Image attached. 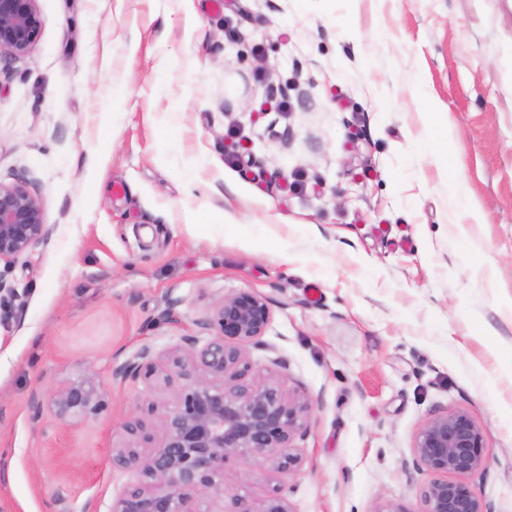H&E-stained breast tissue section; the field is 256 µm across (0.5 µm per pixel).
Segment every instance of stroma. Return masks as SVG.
Returning <instances> with one entry per match:
<instances>
[{
	"instance_id": "1",
	"label": "stroma",
	"mask_w": 512,
	"mask_h": 512,
	"mask_svg": "<svg viewBox=\"0 0 512 512\" xmlns=\"http://www.w3.org/2000/svg\"><path fill=\"white\" fill-rule=\"evenodd\" d=\"M36 7L30 51L0 56V182L25 180L51 228L0 270V512H52L60 488L109 512L140 480L112 464L119 426L172 397L113 367L241 290L271 309L252 362L314 415L299 472L232 458L226 490L418 512L414 436L463 410L489 458L467 482L512 512V0ZM452 178L477 215L449 205ZM86 376L98 416L33 408Z\"/></svg>"
}]
</instances>
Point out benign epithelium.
<instances>
[{"mask_svg": "<svg viewBox=\"0 0 512 512\" xmlns=\"http://www.w3.org/2000/svg\"><path fill=\"white\" fill-rule=\"evenodd\" d=\"M41 26L36 0H0V52L26 55ZM49 234L42 200L27 183H0V263H14ZM270 320L265 298L239 291L198 322L212 331L206 341L187 336L162 354L145 347L113 369L117 379L142 378L157 389L181 384L171 400L147 403L158 428L138 417L121 424L112 464L138 470L141 480L112 500L110 512H198L194 503L205 498L216 500V512H293L278 485L257 501L224 489L231 457L274 474L296 473L304 464L296 440L310 428L312 400L289 391L283 374L261 375L250 358ZM105 406L91 377L62 386L48 403L65 424L95 417ZM412 464L433 475L420 489V512H491L463 481L488 465L485 433L468 412L426 419L414 438Z\"/></svg>", "mask_w": 512, "mask_h": 512, "instance_id": "1", "label": "benign epithelium"}]
</instances>
